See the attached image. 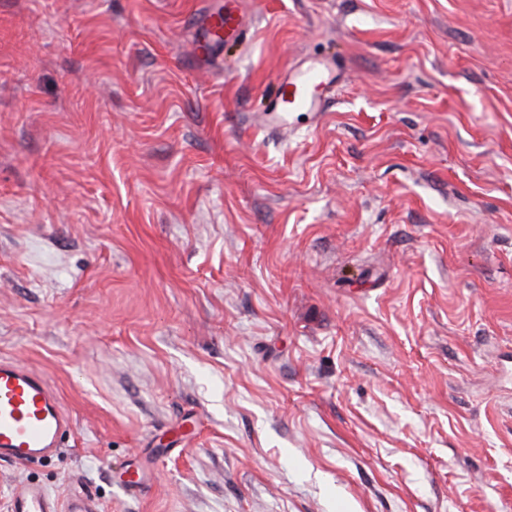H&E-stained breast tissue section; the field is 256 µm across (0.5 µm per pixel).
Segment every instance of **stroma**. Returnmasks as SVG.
Instances as JSON below:
<instances>
[{"label":"stroma","mask_w":512,"mask_h":512,"mask_svg":"<svg viewBox=\"0 0 512 512\" xmlns=\"http://www.w3.org/2000/svg\"><path fill=\"white\" fill-rule=\"evenodd\" d=\"M222 2L0 0V357L74 421L0 512H512V0H245L193 59ZM246 23L242 2L226 0L223 10L213 11L202 20L199 47L205 50L212 43L222 41V36L218 33L220 30L224 31V36L243 38L247 32ZM336 87V63L332 59L300 64L296 71L271 91L266 112H287L288 105L296 112H315L318 99L315 91ZM11 512H96L90 495L70 497L63 506L40 484L21 482L11 492Z\"/></svg>","instance_id":"stroma-1"}]
</instances>
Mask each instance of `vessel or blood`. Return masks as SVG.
I'll use <instances>...</instances> for the list:
<instances>
[{"label": "vessel or blood", "mask_w": 512, "mask_h": 512, "mask_svg": "<svg viewBox=\"0 0 512 512\" xmlns=\"http://www.w3.org/2000/svg\"><path fill=\"white\" fill-rule=\"evenodd\" d=\"M246 32L241 0H225L223 10L203 19L198 43L205 49L222 35L241 38ZM335 86L334 60L303 63L277 83L266 109L314 112L318 109L317 90ZM71 425L60 396L42 373L17 360L0 358V460L28 464L57 457L61 439ZM11 512H96V504L87 494L70 497L62 504L42 485L23 482L11 493Z\"/></svg>", "instance_id": "1"}]
</instances>
